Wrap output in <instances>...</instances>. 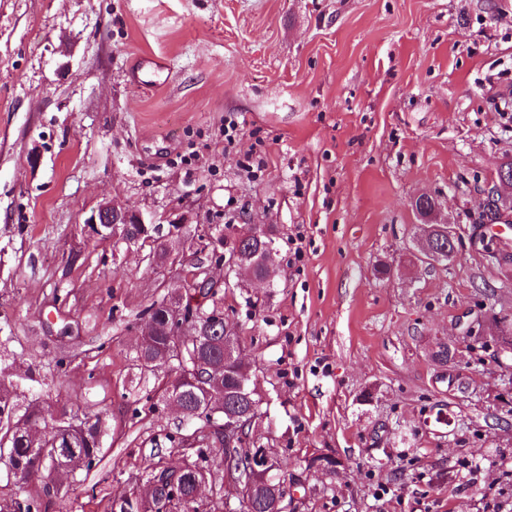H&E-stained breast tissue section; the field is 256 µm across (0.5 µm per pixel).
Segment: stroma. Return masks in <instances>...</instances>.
Masks as SVG:
<instances>
[{"instance_id": "1", "label": "stroma", "mask_w": 512, "mask_h": 512, "mask_svg": "<svg viewBox=\"0 0 512 512\" xmlns=\"http://www.w3.org/2000/svg\"><path fill=\"white\" fill-rule=\"evenodd\" d=\"M157 58L163 84L134 83ZM510 100L512 0H0V359L18 403L109 425L47 512H111L148 466L195 459L134 323L229 224L277 248L270 285L213 276L285 512H512V348L460 328L512 313V266L471 246L512 239L484 208L512 160ZM422 195L455 261L415 262ZM110 202L187 221L186 265L89 237ZM440 341L455 364L433 359Z\"/></svg>"}]
</instances>
